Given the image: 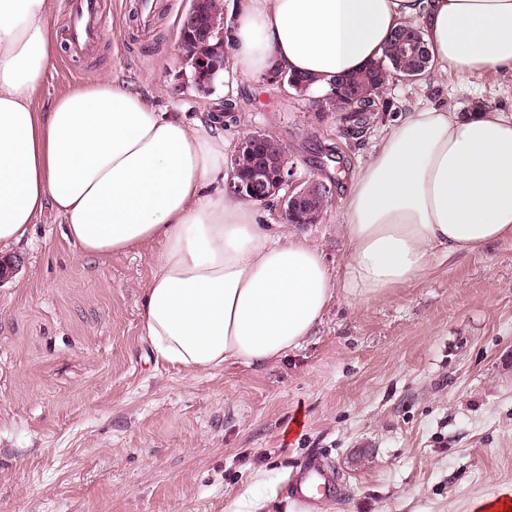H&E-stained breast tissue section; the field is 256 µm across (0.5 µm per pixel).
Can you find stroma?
Masks as SVG:
<instances>
[{"mask_svg": "<svg viewBox=\"0 0 512 512\" xmlns=\"http://www.w3.org/2000/svg\"><path fill=\"white\" fill-rule=\"evenodd\" d=\"M142 32L136 0H101L100 37L61 46L40 89L48 105L96 74L159 112L215 126L228 151L249 132L286 146L294 178L330 184L320 223L281 218L271 233L317 246L341 279L345 175L403 113L443 104L512 115V75L392 76L368 126L227 67L196 90L178 56L191 0H155ZM162 245L79 258L57 224L12 247L0 281V512H298L285 486L305 461H331L341 496L315 512H475L512 486V239L437 263L380 300L336 297L301 348L263 366L189 377L156 362L142 334L143 287Z\"/></svg>", "mask_w": 512, "mask_h": 512, "instance_id": "35a3bbf8", "label": "stroma"}]
</instances>
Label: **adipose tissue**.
<instances>
[{
    "mask_svg": "<svg viewBox=\"0 0 512 512\" xmlns=\"http://www.w3.org/2000/svg\"><path fill=\"white\" fill-rule=\"evenodd\" d=\"M414 25L430 71L512 75V0H236L234 67L315 77L317 88L382 56ZM50 0H0V249L54 221L84 257L160 241L141 319L156 362L189 376L298 349L336 294L371 302L442 257L512 238V116L444 106L392 122L355 172L339 219L341 283L297 234H269L224 190V139L158 112L98 75L36 104L56 57Z\"/></svg>",
    "mask_w": 512,
    "mask_h": 512,
    "instance_id": "ef3b65f1",
    "label": "adipose tissue"
}]
</instances>
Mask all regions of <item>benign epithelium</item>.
Returning <instances> with one entry per match:
<instances>
[{
    "label": "benign epithelium",
    "mask_w": 512,
    "mask_h": 512,
    "mask_svg": "<svg viewBox=\"0 0 512 512\" xmlns=\"http://www.w3.org/2000/svg\"><path fill=\"white\" fill-rule=\"evenodd\" d=\"M203 4L204 0H191L190 9L184 17V32L191 42L188 47L189 54L184 56V61L192 68L195 81L200 80V74L207 63V58L199 51V46L208 41L213 31L203 21ZM293 175V167L288 161H283L278 168L272 170L258 157L253 162L248 178L241 179L234 173L225 182L224 189L244 201H267L282 191L284 195L279 196L284 204L281 210L283 220L292 222L302 214L306 223L316 224L323 214L319 202L326 195L328 187L317 179H312L307 184L296 183L292 180Z\"/></svg>",
    "instance_id": "benign-epithelium-1"
}]
</instances>
